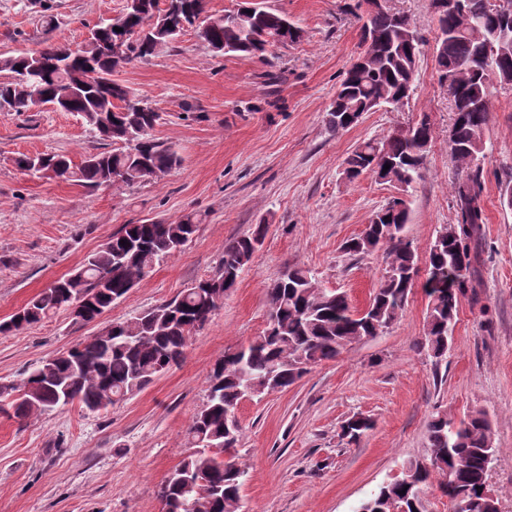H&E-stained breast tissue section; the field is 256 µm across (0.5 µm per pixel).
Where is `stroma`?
<instances>
[{
	"instance_id": "1",
	"label": "stroma",
	"mask_w": 512,
	"mask_h": 512,
	"mask_svg": "<svg viewBox=\"0 0 512 512\" xmlns=\"http://www.w3.org/2000/svg\"><path fill=\"white\" fill-rule=\"evenodd\" d=\"M354 2L265 0L303 37L263 60L213 53L189 31L149 60L117 69L114 79L160 113L154 137L181 158L157 179L92 189L24 174L15 165L19 155L65 153L77 162L100 142L75 112L49 105L0 112V321L122 225L188 215L199 225L180 252L97 321L60 312L0 335V382H21L34 364L214 277L227 240L267 226L263 245L211 321L192 334L179 366L100 412L75 404L23 419L0 415V512H162L158 491L191 452L187 431L206 402L207 377L225 352L266 328L271 282L298 264L359 308L385 264L381 254L351 255L343 244L374 211L405 195V235L422 258L441 227L456 223L451 186L461 169L448 150L453 110L431 52L437 22L430 0H385L427 46L409 103L365 113L337 135L326 128V110L362 50ZM54 3L57 22L48 29L38 0H0V53L76 45L124 8V0ZM423 116L430 146L422 177L408 191L370 174L343 178L358 143ZM485 141L478 286L460 303L447 358L434 363L427 350L428 299L417 285L384 333L346 347L286 390L242 400V437L230 452L246 471L240 512H355L404 463L429 461L432 416L458 422L476 409L493 432L488 487L499 512H512V209L500 199L512 177V85L493 91ZM355 415L371 427L350 444L341 427Z\"/></svg>"
}]
</instances>
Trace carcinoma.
<instances>
[{
    "label": "carcinoma",
    "mask_w": 512,
    "mask_h": 512,
    "mask_svg": "<svg viewBox=\"0 0 512 512\" xmlns=\"http://www.w3.org/2000/svg\"><path fill=\"white\" fill-rule=\"evenodd\" d=\"M460 2L462 12L456 14L448 11V0H431L442 32L433 51L439 80L464 75L462 105H453L448 130L451 155L465 170L453 185L457 222L442 228L431 243L427 269L432 278L422 284L428 298L425 343L437 364L448 354L461 298L476 287L472 252L486 221L479 161L485 151L494 81L512 84V41L501 40L502 30L512 32V13L494 12L491 0ZM355 10L366 48L362 65L345 73L326 113V126L333 134L374 111L378 100L393 108L407 104L423 53L422 39L402 38L403 30L414 29L408 17L377 0H356ZM233 14L236 20L229 21L224 14L208 13L206 0H139V8H126L120 16L95 24L94 40L83 42L76 53L66 45L47 44L34 52L1 55L0 72L6 77L0 81V101L16 112H27L36 96L60 111L82 114L99 140L114 145L110 151L90 152L78 163L65 154H39L38 168L23 155L16 159L18 168L88 188L102 186L113 175L130 186L171 171L180 158L172 146L153 137L160 114L112 74L119 64L158 54L190 28L212 52L244 57H261L269 46H286L301 38L299 27L261 0H247ZM429 139L430 126L422 123L380 141H364L345 158L344 173L354 180L369 171L382 181L408 187L421 178ZM408 216L407 200L393 197L374 212L361 234L344 243V250L353 255L378 250L385 255V273L363 317L353 316L344 293L319 287L312 271L303 266L288 268L267 287V327L240 351L224 355L210 371L206 404L189 427L195 451L160 487L163 512H185L183 486L189 482L196 512H239L246 471L219 459L240 440L238 405L246 397L292 386L310 367L336 358L356 339L375 337L394 324L418 274L419 257L404 236ZM197 229L191 216L171 223L123 225L78 268L1 322L0 334L19 331L60 310L70 311L78 321L95 320ZM266 230L258 224L251 233L225 242L218 276L112 324L98 339L40 362L19 383L0 384V396L17 394L7 404L0 402V413L24 418L75 403L96 412L140 392L182 361L190 335L211 321L218 300L235 286L262 246ZM122 240L126 244H120ZM369 429V419L355 415L343 425V436L356 442ZM427 440L429 465L406 462L402 475L380 486L356 512H423V486L434 473L447 478L446 487L453 493L473 501L472 512H497V501L483 494L495 455L486 413L472 411L454 434L447 417L433 416L427 423ZM203 442L217 446L216 451L201 446Z\"/></svg>",
    "instance_id": "1"
}]
</instances>
